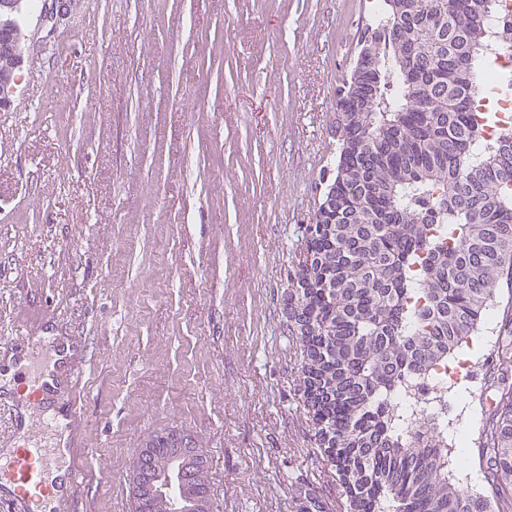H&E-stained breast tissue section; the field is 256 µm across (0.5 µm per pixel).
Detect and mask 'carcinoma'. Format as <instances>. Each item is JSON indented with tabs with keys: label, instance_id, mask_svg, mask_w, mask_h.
Masks as SVG:
<instances>
[{
	"label": "carcinoma",
	"instance_id": "cac0c4a2",
	"mask_svg": "<svg viewBox=\"0 0 512 512\" xmlns=\"http://www.w3.org/2000/svg\"><path fill=\"white\" fill-rule=\"evenodd\" d=\"M369 25L374 50L357 100L339 95L336 174L306 235L288 291L300 386L351 512H512V338L498 340L499 399L480 454L494 494L448 481L443 429L420 421L407 382L428 376L477 335L499 278L512 272V128L475 101L512 92L473 20L495 0H402ZM418 63L415 88L400 67ZM208 496L197 448L149 436L133 459L139 512H176L152 491L168 466Z\"/></svg>",
	"mask_w": 512,
	"mask_h": 512
}]
</instances>
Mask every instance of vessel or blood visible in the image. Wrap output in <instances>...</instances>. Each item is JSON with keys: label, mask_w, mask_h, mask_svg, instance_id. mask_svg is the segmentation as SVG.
I'll return each instance as SVG.
<instances>
[{"label": "vessel or blood", "mask_w": 512, "mask_h": 512, "mask_svg": "<svg viewBox=\"0 0 512 512\" xmlns=\"http://www.w3.org/2000/svg\"><path fill=\"white\" fill-rule=\"evenodd\" d=\"M5 356L0 359V374L11 372L25 379L34 347L29 335L22 334L0 342ZM58 367L49 371L35 394L31 406L9 404L11 429L9 439L14 449L7 461H0V504L10 512H40L43 503L59 499L63 490H75L81 480V470L73 459L74 443L63 440V433L73 432L82 417L77 399H69L65 412L56 407L59 389L58 368H66L70 381H77L82 371L72 364L65 347L53 349ZM64 472L52 480L47 472L55 464Z\"/></svg>", "instance_id": "1"}]
</instances>
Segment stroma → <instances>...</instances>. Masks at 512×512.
<instances>
[{
	"mask_svg": "<svg viewBox=\"0 0 512 512\" xmlns=\"http://www.w3.org/2000/svg\"><path fill=\"white\" fill-rule=\"evenodd\" d=\"M36 0L0 111V336L86 345L84 479L48 512H132L163 428L208 461L211 512H347L299 387L288 286L334 176L337 92L383 0ZM512 326L502 281L460 375L470 454Z\"/></svg>",
	"mask_w": 512,
	"mask_h": 512,
	"instance_id": "35a3bbf8",
	"label": "stroma"
}]
</instances>
